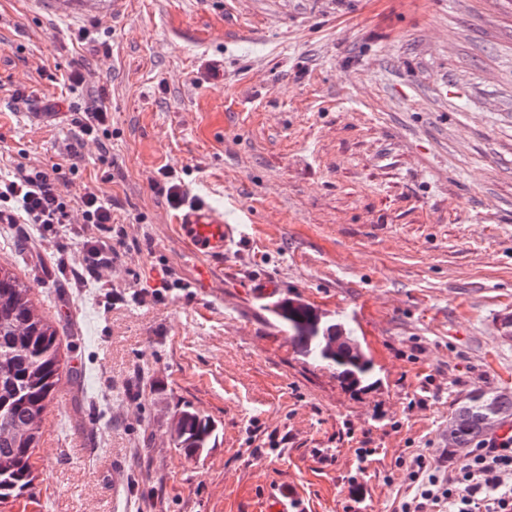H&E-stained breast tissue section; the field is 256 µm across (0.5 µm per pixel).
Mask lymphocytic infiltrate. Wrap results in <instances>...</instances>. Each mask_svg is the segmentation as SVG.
<instances>
[{
    "label": "lymphocytic infiltrate",
    "mask_w": 512,
    "mask_h": 512,
    "mask_svg": "<svg viewBox=\"0 0 512 512\" xmlns=\"http://www.w3.org/2000/svg\"><path fill=\"white\" fill-rule=\"evenodd\" d=\"M75 205L83 223L103 229L112 221L111 202L93 192L72 200L58 175L20 166L13 178L0 179L1 224L61 227ZM396 464L406 469L408 486L394 512H512V436L478 441L450 471L419 452Z\"/></svg>",
    "instance_id": "1"
}]
</instances>
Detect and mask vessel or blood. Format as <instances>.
<instances>
[{
	"instance_id": "vessel-or-blood-1",
	"label": "vessel or blood",
	"mask_w": 512,
	"mask_h": 512,
	"mask_svg": "<svg viewBox=\"0 0 512 512\" xmlns=\"http://www.w3.org/2000/svg\"><path fill=\"white\" fill-rule=\"evenodd\" d=\"M188 249L200 258L199 281H209L213 270L208 261L223 256L228 246L240 234L239 225L229 223L222 211L205 202L194 200L180 208L171 218Z\"/></svg>"
}]
</instances>
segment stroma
Returning <instances> with one entry per match:
<instances>
[{
	"instance_id": "1",
	"label": "stroma",
	"mask_w": 512,
	"mask_h": 512,
	"mask_svg": "<svg viewBox=\"0 0 512 512\" xmlns=\"http://www.w3.org/2000/svg\"><path fill=\"white\" fill-rule=\"evenodd\" d=\"M95 102L97 142L67 118ZM56 163L125 237L79 279V238L0 223V267L69 365L34 489L0 512H265L282 492L393 512L396 458L459 466L455 409L512 393V0H0V174ZM163 170L242 227L209 285ZM287 301L355 339L374 383L306 355ZM187 405L218 434L191 459Z\"/></svg>"
}]
</instances>
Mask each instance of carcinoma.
<instances>
[{"instance_id":"carcinoma-1","label":"carcinoma","mask_w":512,"mask_h":512,"mask_svg":"<svg viewBox=\"0 0 512 512\" xmlns=\"http://www.w3.org/2000/svg\"><path fill=\"white\" fill-rule=\"evenodd\" d=\"M306 313L284 307L281 318L316 361L336 371L340 382L358 386L375 366L359 346L344 345L329 355L325 335L301 324ZM63 369L57 329L35 313L30 288L0 267V501L27 492L34 480V455L42 417L54 398ZM512 418V394L480 391L455 411L448 446L466 454L488 431ZM181 435L174 441L187 457L215 442V426L197 410L179 413Z\"/></svg>"}]
</instances>
